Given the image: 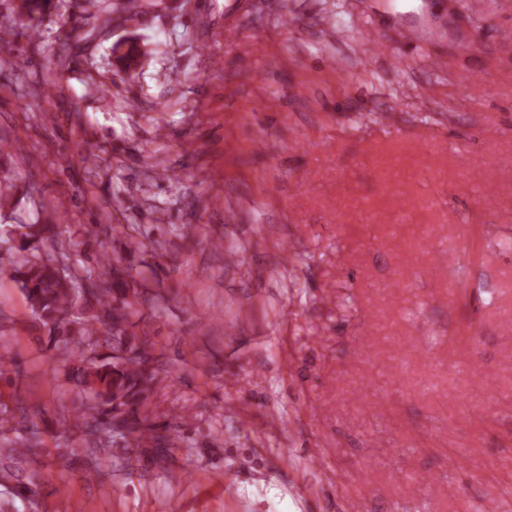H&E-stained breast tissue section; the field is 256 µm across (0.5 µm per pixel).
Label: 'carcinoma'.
Returning a JSON list of instances; mask_svg holds the SVG:
<instances>
[{
    "instance_id": "cac0c4a2",
    "label": "carcinoma",
    "mask_w": 512,
    "mask_h": 512,
    "mask_svg": "<svg viewBox=\"0 0 512 512\" xmlns=\"http://www.w3.org/2000/svg\"><path fill=\"white\" fill-rule=\"evenodd\" d=\"M51 0H20L23 28L39 26ZM120 67L139 65L137 43H114ZM54 224H20L12 237V276L19 284L32 317L54 336L60 362L71 367L82 400L86 434L95 446L118 438L140 448L175 444L173 426L158 423L149 397L158 372L147 369L155 361L154 345L131 329L130 317L141 304L143 288L132 268L120 258L98 256V268L80 274L53 257L40 254L36 242L56 243ZM26 417L27 406L10 410L0 397V433L11 429L16 416Z\"/></svg>"
}]
</instances>
